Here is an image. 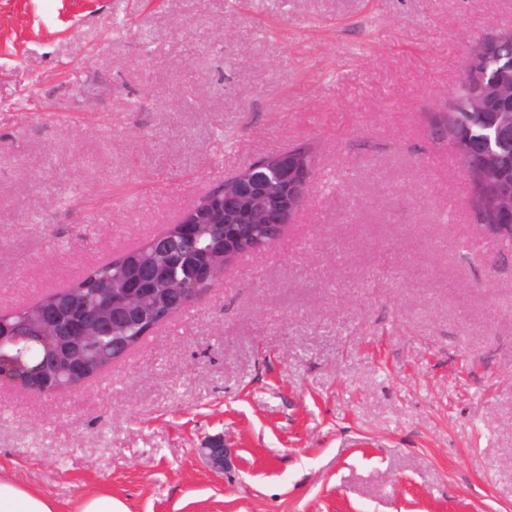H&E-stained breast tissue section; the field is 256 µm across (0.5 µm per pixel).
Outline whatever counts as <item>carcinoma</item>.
I'll list each match as a JSON object with an SVG mask.
<instances>
[{
	"instance_id": "obj_1",
	"label": "carcinoma",
	"mask_w": 512,
	"mask_h": 512,
	"mask_svg": "<svg viewBox=\"0 0 512 512\" xmlns=\"http://www.w3.org/2000/svg\"><path fill=\"white\" fill-rule=\"evenodd\" d=\"M496 56H489L471 67V80L457 81L448 103V145L459 152L466 161L472 188L480 195V221L484 224L502 223V200L512 195V121L500 111L496 90L490 77L501 69ZM236 223L230 215L217 211L208 224L199 225L196 237L184 239L180 225L171 224L164 234L171 240L170 253L155 261L160 274L152 273L147 253L128 252L116 262L97 265L87 270L69 289L47 293L41 305L56 308L60 321L67 322L79 312H101L112 303V289L126 284L146 289L148 306L136 313L125 326L104 327L92 341L72 350L69 360L83 362L86 371H93L98 360L93 355L105 353L119 355L137 344L141 336L149 334L173 305L169 280L180 281L186 276V265L210 251L224 248V226ZM27 311L17 308L7 320L15 325L13 332L19 340L0 348V360L14 362V375L23 377L36 367L38 373L58 392H68L71 387L59 373L54 355L46 351L45 337L37 327L26 321Z\"/></svg>"
}]
</instances>
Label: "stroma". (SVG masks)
<instances>
[{
	"label": "stroma",
	"instance_id": "obj_1",
	"mask_svg": "<svg viewBox=\"0 0 512 512\" xmlns=\"http://www.w3.org/2000/svg\"><path fill=\"white\" fill-rule=\"evenodd\" d=\"M509 29L512 0H0V310L318 155L278 242L125 357L0 386V473L131 512H512V259L426 120Z\"/></svg>",
	"mask_w": 512,
	"mask_h": 512
}]
</instances>
